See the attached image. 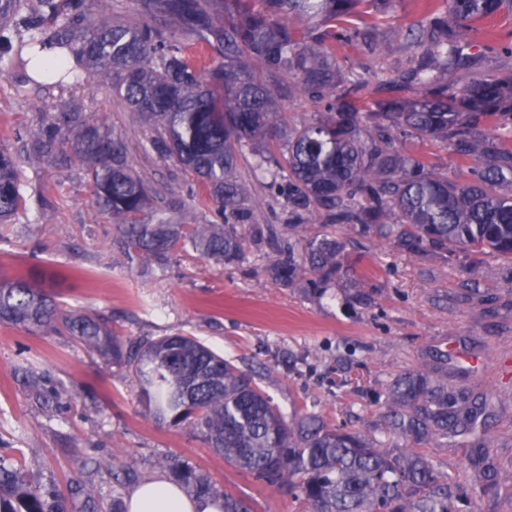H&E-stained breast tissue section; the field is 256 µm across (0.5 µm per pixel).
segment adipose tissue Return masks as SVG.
Returning <instances> with one entry per match:
<instances>
[{
	"label": "adipose tissue",
	"instance_id": "obj_1",
	"mask_svg": "<svg viewBox=\"0 0 512 512\" xmlns=\"http://www.w3.org/2000/svg\"><path fill=\"white\" fill-rule=\"evenodd\" d=\"M128 512H216L210 498H191L165 478L152 476L133 487L126 498Z\"/></svg>",
	"mask_w": 512,
	"mask_h": 512
}]
</instances>
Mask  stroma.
Here are the masks:
<instances>
[{
	"instance_id": "1",
	"label": "stroma",
	"mask_w": 512,
	"mask_h": 512,
	"mask_svg": "<svg viewBox=\"0 0 512 512\" xmlns=\"http://www.w3.org/2000/svg\"><path fill=\"white\" fill-rule=\"evenodd\" d=\"M368 57L325 41L338 61L378 74L409 68L414 48L398 37ZM14 53L0 55V148L23 156L44 112L72 106L104 119L130 147L133 168L179 208L181 224L212 216L207 186L153 151L155 133L127 112L110 88L84 78L64 86L29 83L17 94ZM405 153L463 183L467 170L440 141L399 140ZM257 146L243 149L238 179L249 186L247 223L275 228L289 217L286 196L254 170ZM23 201L0 226V277L33 279L65 305L110 316L118 335H188L242 369L286 417L313 412L402 450L384 424L387 386L424 353L448 362L451 384L502 399L489 416L498 476L480 512H512V262L492 254L424 255L381 246L351 227L315 217L311 234L343 243L342 268L324 294L271 280L280 255L269 241L246 240L225 264L186 248L156 263L130 259L108 216L92 199L85 166H22ZM30 363L42 377L19 372ZM208 477L215 490L252 512H299L300 504L225 462L196 431L158 426L146 416L129 371L71 337L0 324V460L20 461L30 485L57 484L68 512L86 498L127 496L134 482L166 475L171 458ZM132 479L122 477V470Z\"/></svg>"
}]
</instances>
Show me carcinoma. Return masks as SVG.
<instances>
[{
  "label": "carcinoma",
  "instance_id": "1",
  "mask_svg": "<svg viewBox=\"0 0 512 512\" xmlns=\"http://www.w3.org/2000/svg\"><path fill=\"white\" fill-rule=\"evenodd\" d=\"M210 0H138L152 22L93 18L92 0H0V41L22 21L26 67L47 61L40 74L63 83L75 68L86 78L114 81L112 92L132 114L158 130L151 139L163 158L210 187L220 223L181 231L167 207L151 206L150 191L133 169L126 143L104 121L64 108L30 133L24 161L38 166L61 159L85 165L94 203L113 222L138 257L165 256L183 241L206 259L233 261L246 240L241 202L246 184L235 177L242 148L258 140L286 141L284 164L257 156L255 170L270 186L288 189V227L273 232L286 254L272 278L293 286H319L340 269L341 244L298 237L308 216L324 214L362 235L377 236L411 252H491L512 259V77H484L458 86L465 50L483 32L475 23L512 14V0H449V13L425 9L401 31L423 47L417 64L395 78L364 77L321 48L323 37L359 42L375 52L384 42L373 28L392 0H262L240 4L224 25L214 24ZM327 27L315 34L309 21ZM178 31L194 35L222 62L195 65L185 57ZM267 73H286L291 85L269 83ZM399 83L421 92L405 105L381 99L379 112L357 106L369 87ZM294 90L324 106L325 118L282 128L277 100ZM436 139L453 147L468 168L458 184L431 171L421 158L394 149L398 137ZM22 201L19 161L0 149V224ZM0 323L27 331L67 334L91 351L104 352L134 375L144 412L173 427L202 434L224 460L298 501L304 512H453L477 502L434 468L424 446L474 431L490 410L485 395L448 388V371L422 362L388 386L385 426L413 441L399 454L380 441L310 413L288 421L253 375L189 336H162L126 344L97 313L63 307L27 280L0 278ZM474 481L486 492L495 484L489 444L468 458ZM169 480L211 496V482L178 460ZM0 512H66L56 486L31 487L19 469L0 462Z\"/></svg>",
  "mask_w": 512,
  "mask_h": 512
}]
</instances>
